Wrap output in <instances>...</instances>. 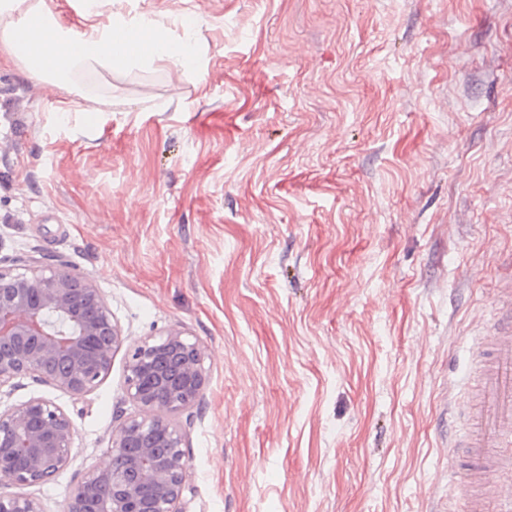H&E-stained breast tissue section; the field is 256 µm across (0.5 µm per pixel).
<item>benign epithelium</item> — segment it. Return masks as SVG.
<instances>
[{
    "instance_id": "1",
    "label": "benign epithelium",
    "mask_w": 512,
    "mask_h": 512,
    "mask_svg": "<svg viewBox=\"0 0 512 512\" xmlns=\"http://www.w3.org/2000/svg\"><path fill=\"white\" fill-rule=\"evenodd\" d=\"M98 288L54 267L0 268V389L31 377L73 395L94 390L122 342ZM203 347L185 331L136 344L126 364V393L140 413L112 432V462L93 468L71 495L67 512H186L184 433L176 417L205 386ZM74 425L54 402L34 397L0 410V484L33 486L70 461ZM0 512H44L28 494L0 495Z\"/></svg>"
}]
</instances>
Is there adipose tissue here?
<instances>
[{
  "label": "adipose tissue",
  "instance_id": "ef3b65f1",
  "mask_svg": "<svg viewBox=\"0 0 512 512\" xmlns=\"http://www.w3.org/2000/svg\"><path fill=\"white\" fill-rule=\"evenodd\" d=\"M0 49L35 80L67 83L73 69L102 64L113 70L167 62L200 70L192 39L171 42L144 20L110 13L107 23L76 29L48 10L44 0H0Z\"/></svg>",
  "mask_w": 512,
  "mask_h": 512
}]
</instances>
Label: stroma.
I'll return each instance as SVG.
<instances>
[{
    "mask_svg": "<svg viewBox=\"0 0 512 512\" xmlns=\"http://www.w3.org/2000/svg\"><path fill=\"white\" fill-rule=\"evenodd\" d=\"M202 70L0 58V266L99 288L123 342L91 392L49 399L64 512L105 466L132 347L205 350L187 512H468L448 417L470 336L512 286V0H121Z\"/></svg>",
    "mask_w": 512,
    "mask_h": 512,
    "instance_id": "35a3bbf8",
    "label": "stroma"
}]
</instances>
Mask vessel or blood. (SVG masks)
Instances as JSON below:
<instances>
[{"label": "vessel or blood", "instance_id": "vessel-or-blood-1", "mask_svg": "<svg viewBox=\"0 0 512 512\" xmlns=\"http://www.w3.org/2000/svg\"><path fill=\"white\" fill-rule=\"evenodd\" d=\"M476 382L458 405L471 512H512V316L473 339Z\"/></svg>", "mask_w": 512, "mask_h": 512}]
</instances>
